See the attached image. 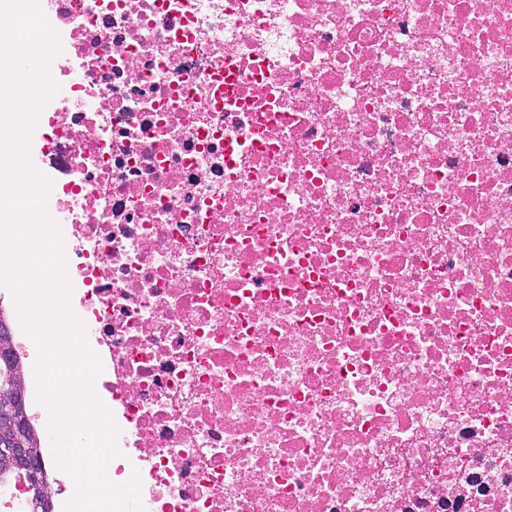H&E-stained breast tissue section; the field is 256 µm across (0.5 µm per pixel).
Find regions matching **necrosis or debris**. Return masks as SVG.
Listing matches in <instances>:
<instances>
[{
	"label": "necrosis or debris",
	"instance_id": "4bbe7bcc",
	"mask_svg": "<svg viewBox=\"0 0 512 512\" xmlns=\"http://www.w3.org/2000/svg\"><path fill=\"white\" fill-rule=\"evenodd\" d=\"M41 165L143 512H512V0H53Z\"/></svg>",
	"mask_w": 512,
	"mask_h": 512
}]
</instances>
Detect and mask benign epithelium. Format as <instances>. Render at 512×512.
Listing matches in <instances>:
<instances>
[{
    "instance_id": "obj_1",
    "label": "benign epithelium",
    "mask_w": 512,
    "mask_h": 512,
    "mask_svg": "<svg viewBox=\"0 0 512 512\" xmlns=\"http://www.w3.org/2000/svg\"><path fill=\"white\" fill-rule=\"evenodd\" d=\"M21 386L22 377L18 373H10L0 381V465L27 469L31 475L27 487L37 484L42 493L48 496L51 489L41 483L38 464L29 455L28 449L18 445L17 435L23 426V419L14 414V397Z\"/></svg>"
}]
</instances>
